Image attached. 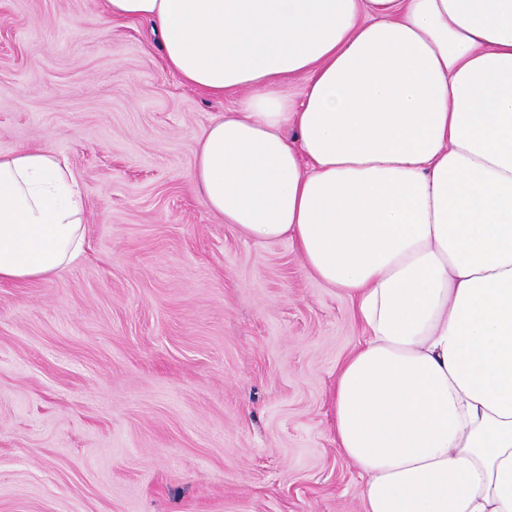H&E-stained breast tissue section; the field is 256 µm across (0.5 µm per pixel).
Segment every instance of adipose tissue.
I'll return each instance as SVG.
<instances>
[{"mask_svg":"<svg viewBox=\"0 0 512 512\" xmlns=\"http://www.w3.org/2000/svg\"><path fill=\"white\" fill-rule=\"evenodd\" d=\"M151 20L213 96L202 204L288 242L364 336L338 371L336 445L365 512H512V0H104ZM85 250L49 148L0 154V281Z\"/></svg>","mask_w":512,"mask_h":512,"instance_id":"ef3b65f1","label":"adipose tissue"}]
</instances>
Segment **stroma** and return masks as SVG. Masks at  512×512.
<instances>
[{
    "label": "stroma",
    "instance_id": "obj_1",
    "mask_svg": "<svg viewBox=\"0 0 512 512\" xmlns=\"http://www.w3.org/2000/svg\"><path fill=\"white\" fill-rule=\"evenodd\" d=\"M235 102L100 0H0V152L68 164L86 239L0 282V512H363L331 406L350 301L191 189Z\"/></svg>",
    "mask_w": 512,
    "mask_h": 512
}]
</instances>
